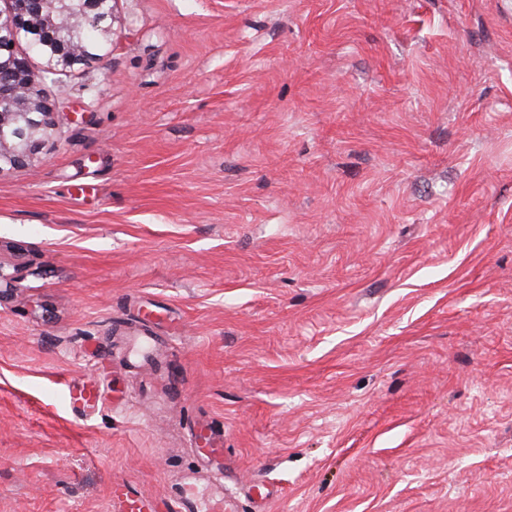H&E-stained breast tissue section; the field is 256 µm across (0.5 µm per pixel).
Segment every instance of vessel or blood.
I'll return each mask as SVG.
<instances>
[{"instance_id":"obj_1","label":"vessel or blood","mask_w":512,"mask_h":512,"mask_svg":"<svg viewBox=\"0 0 512 512\" xmlns=\"http://www.w3.org/2000/svg\"><path fill=\"white\" fill-rule=\"evenodd\" d=\"M196 439L201 443L203 457L223 463L224 441L220 434L203 425ZM112 498L120 512H239L236 499L225 492L220 481L212 484L209 494L203 499L183 487L159 501L125 484L113 487Z\"/></svg>"}]
</instances>
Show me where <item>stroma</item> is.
I'll return each instance as SVG.
<instances>
[{
    "instance_id": "stroma-1",
    "label": "stroma",
    "mask_w": 512,
    "mask_h": 512,
    "mask_svg": "<svg viewBox=\"0 0 512 512\" xmlns=\"http://www.w3.org/2000/svg\"><path fill=\"white\" fill-rule=\"evenodd\" d=\"M0 174V512H512V0H116ZM96 384L99 404L70 394ZM196 440L197 444L201 442L200 454L215 461L216 468L222 472V477L211 485L205 499L188 491L186 485L193 483V476H188L186 485L168 494L162 502L126 484H116L112 488V498L120 512H239L236 499L224 491V441L221 434L201 425Z\"/></svg>"
}]
</instances>
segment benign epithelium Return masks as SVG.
I'll use <instances>...</instances> for the list:
<instances>
[{"label":"benign epithelium","instance_id":"7a95c632","mask_svg":"<svg viewBox=\"0 0 512 512\" xmlns=\"http://www.w3.org/2000/svg\"><path fill=\"white\" fill-rule=\"evenodd\" d=\"M0 11V175L46 147L57 105L41 86L112 48L115 0H6ZM27 44L19 54L15 45ZM40 59L35 68L29 55Z\"/></svg>","mask_w":512,"mask_h":512}]
</instances>
